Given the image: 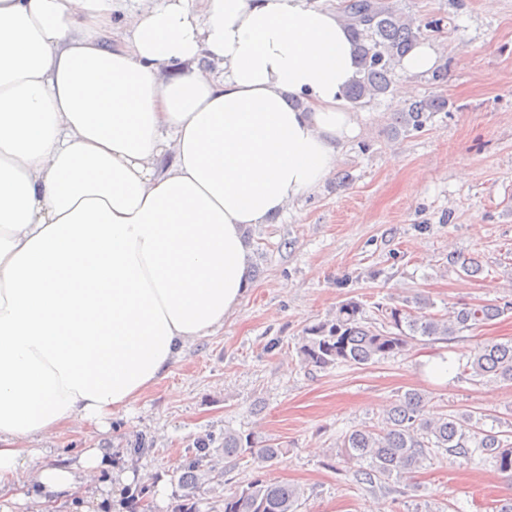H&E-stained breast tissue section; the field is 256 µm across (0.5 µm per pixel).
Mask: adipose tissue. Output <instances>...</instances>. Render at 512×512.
Listing matches in <instances>:
<instances>
[{
  "mask_svg": "<svg viewBox=\"0 0 512 512\" xmlns=\"http://www.w3.org/2000/svg\"><path fill=\"white\" fill-rule=\"evenodd\" d=\"M0 0V489L92 481L108 418L224 326L245 229L335 171L357 59L322 0ZM217 62L220 73L201 68Z\"/></svg>",
  "mask_w": 512,
  "mask_h": 512,
  "instance_id": "ef3b65f1",
  "label": "adipose tissue"
}]
</instances>
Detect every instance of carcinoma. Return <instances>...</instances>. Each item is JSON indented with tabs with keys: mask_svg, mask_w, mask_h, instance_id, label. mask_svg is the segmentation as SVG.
<instances>
[{
	"mask_svg": "<svg viewBox=\"0 0 512 512\" xmlns=\"http://www.w3.org/2000/svg\"><path fill=\"white\" fill-rule=\"evenodd\" d=\"M345 14L357 47L359 76L346 89L353 105L388 94L395 65L420 41L422 29L393 10L387 0H343ZM448 111V98L413 99L390 114L397 132L424 129L436 112ZM429 303L404 300L379 310L381 325L367 321L363 305L342 303L329 321L307 331L299 347L306 366L327 368L338 364L366 366L389 359L407 349L417 337L453 336L474 329L512 311V304L464 303L446 315L426 313ZM462 372L473 378H494L512 383V341L488 340L470 357ZM425 397L408 391L392 405L380 423L345 434L341 441L345 462L359 485L383 486L393 476L422 466L441 450L467 461L490 462L512 481V441L484 430L472 418L446 413H424ZM288 452L273 443L256 447L250 435H224V456L249 454L260 463ZM304 490L296 485L256 477L246 488L224 497V512H297Z\"/></svg>",
	"mask_w": 512,
	"mask_h": 512,
	"instance_id": "carcinoma-1",
	"label": "carcinoma"
}]
</instances>
